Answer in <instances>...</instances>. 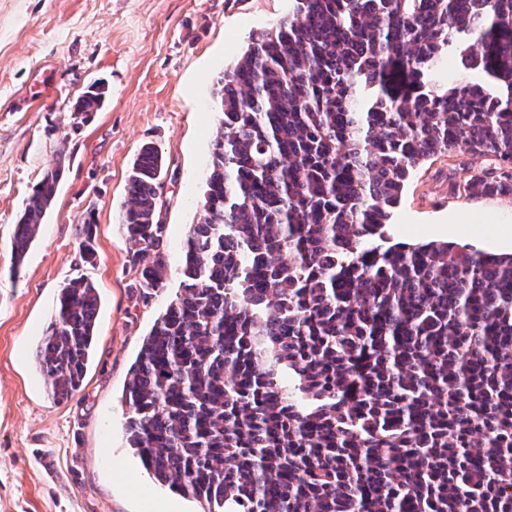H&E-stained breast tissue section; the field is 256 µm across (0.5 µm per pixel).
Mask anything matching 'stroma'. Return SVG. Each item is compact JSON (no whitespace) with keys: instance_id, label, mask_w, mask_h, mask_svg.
Listing matches in <instances>:
<instances>
[{"instance_id":"1","label":"stroma","mask_w":512,"mask_h":512,"mask_svg":"<svg viewBox=\"0 0 512 512\" xmlns=\"http://www.w3.org/2000/svg\"><path fill=\"white\" fill-rule=\"evenodd\" d=\"M292 0H0V512H202L155 485L128 446L121 397L157 316L180 291L181 245L199 217L221 114L213 91L255 35ZM105 87L90 119L74 114ZM164 160L165 286L142 300L118 222L143 145ZM61 167L54 201L21 265L11 237L33 187ZM487 158L458 153L412 173L392 241H452L500 253L492 227L512 226V194L472 188ZM93 218L97 257L82 262L76 227ZM96 287V339L82 389L59 403L31 358L68 281ZM104 85L101 83H92L87 90L79 96L73 104V111L76 114L89 117L92 112H98L104 102Z\"/></svg>"}]
</instances>
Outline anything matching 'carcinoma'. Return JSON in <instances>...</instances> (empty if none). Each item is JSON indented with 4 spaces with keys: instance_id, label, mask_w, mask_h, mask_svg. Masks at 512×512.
<instances>
[{
    "instance_id": "carcinoma-1",
    "label": "carcinoma",
    "mask_w": 512,
    "mask_h": 512,
    "mask_svg": "<svg viewBox=\"0 0 512 512\" xmlns=\"http://www.w3.org/2000/svg\"><path fill=\"white\" fill-rule=\"evenodd\" d=\"M292 2L217 80L181 293L123 390L129 447L203 512H512V254L377 243L421 161H512V0ZM471 40L475 77L437 80ZM104 98L94 82L73 111ZM161 172L143 146L119 215L144 300L167 268ZM60 177L33 187L15 264ZM473 185L512 194V169ZM77 236L93 263L94 220ZM98 307L70 280L35 348L58 402L83 385Z\"/></svg>"
}]
</instances>
